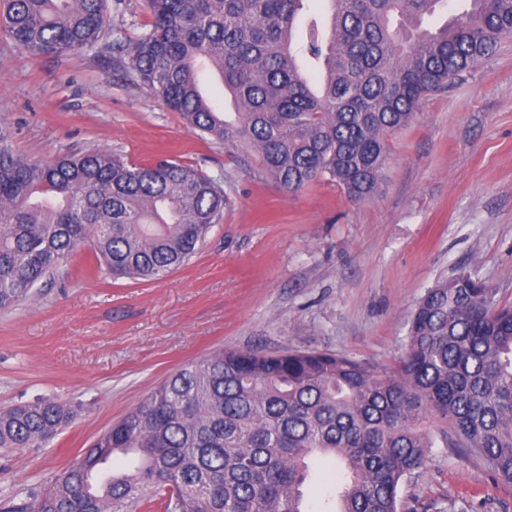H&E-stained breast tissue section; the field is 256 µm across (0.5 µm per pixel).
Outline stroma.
<instances>
[{
  "instance_id": "35a3bbf8",
  "label": "stroma",
  "mask_w": 512,
  "mask_h": 512,
  "mask_svg": "<svg viewBox=\"0 0 512 512\" xmlns=\"http://www.w3.org/2000/svg\"><path fill=\"white\" fill-rule=\"evenodd\" d=\"M109 4L127 37L151 22L144 0ZM0 123L34 162L95 148L168 158L227 197L221 223L167 276L116 280L83 250L0 312V408L50 397L73 411L46 446L0 454V507L31 501L185 363L236 348L392 364L419 300L461 270L512 304V42L425 97L360 202L325 181L289 194L236 166L232 147L197 136L112 50L33 57L0 29ZM451 502L512 512V486L465 449L435 448L398 510Z\"/></svg>"
}]
</instances>
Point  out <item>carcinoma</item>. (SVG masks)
I'll use <instances>...</instances> for the list:
<instances>
[{"instance_id": "carcinoma-1", "label": "carcinoma", "mask_w": 512, "mask_h": 512, "mask_svg": "<svg viewBox=\"0 0 512 512\" xmlns=\"http://www.w3.org/2000/svg\"><path fill=\"white\" fill-rule=\"evenodd\" d=\"M145 0L149 28L112 38L107 0H0V25L38 57L111 48L200 136L244 145L265 179L316 180L361 201L379 188L388 138L422 99L512 41V0ZM398 18L392 25L391 19ZM210 65L236 119L203 94ZM214 179L173 160L97 149L32 162L0 127V310L81 247L114 278L158 280L221 223ZM466 271L419 302L394 365L329 351L224 349L183 365L100 433L33 500L6 512H307L314 459L339 465L320 512H399V489L432 448H466L512 485V308ZM70 411L54 399L0 411V450L47 445ZM136 451V464L113 468Z\"/></svg>"}]
</instances>
